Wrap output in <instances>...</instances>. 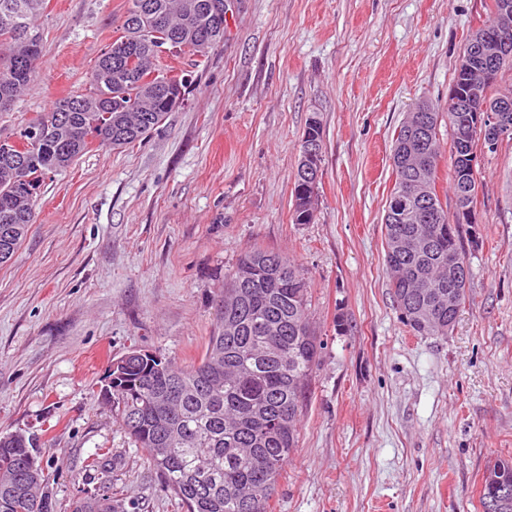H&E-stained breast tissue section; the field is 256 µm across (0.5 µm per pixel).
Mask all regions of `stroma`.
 I'll return each instance as SVG.
<instances>
[{
    "instance_id": "stroma-1",
    "label": "stroma",
    "mask_w": 512,
    "mask_h": 512,
    "mask_svg": "<svg viewBox=\"0 0 512 512\" xmlns=\"http://www.w3.org/2000/svg\"><path fill=\"white\" fill-rule=\"evenodd\" d=\"M489 2L225 0L207 59L162 57L194 82L159 129L45 179L0 265V432L35 435L56 464V512L102 488L125 512H178L99 390L134 349L197 362L216 291L253 247L302 270L324 344L268 512H482L484 472L512 457V140L477 155L470 286L448 335L402 322L382 220L399 127L421 100L447 106ZM128 7L44 0L37 82L0 114V138L85 90ZM314 112L318 209L297 224L291 176ZM102 448L101 471L88 462Z\"/></svg>"
}]
</instances>
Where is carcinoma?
Masks as SVG:
<instances>
[{
	"mask_svg": "<svg viewBox=\"0 0 512 512\" xmlns=\"http://www.w3.org/2000/svg\"><path fill=\"white\" fill-rule=\"evenodd\" d=\"M213 0H130L112 42L88 78L85 91L57 100L29 121L42 126L37 144L24 131L0 139V265L9 262L33 222L45 178L62 172L92 145L133 146L165 121L178 104L158 94L162 84L177 94L190 81L168 75L158 62L165 52L204 57L224 39V14ZM43 0H0V112L23 89L34 87L42 55L35 19ZM497 79L456 68L446 116L451 131L449 181L455 211L448 215L434 191L439 151V107L424 101L401 124L392 147L395 183L387 199L385 261L400 318L416 336H446L466 301L468 286L448 280V257L469 262L460 220L473 211L478 170L473 162L484 113L466 111L473 90L496 101ZM323 141L318 113L305 126L293 179L292 218L310 224L318 184L303 181L306 144ZM308 282L282 254L245 251L224 283L217 327L197 364L182 368L137 350L112 405L130 439L182 512H267L277 476L297 447L299 416L322 344L311 331ZM50 466L42 465L34 439L0 435V512H56ZM483 481L482 512H512V458H500ZM72 512H125L124 504L94 493Z\"/></svg>",
	"mask_w": 512,
	"mask_h": 512,
	"instance_id": "obj_1",
	"label": "carcinoma"
}]
</instances>
